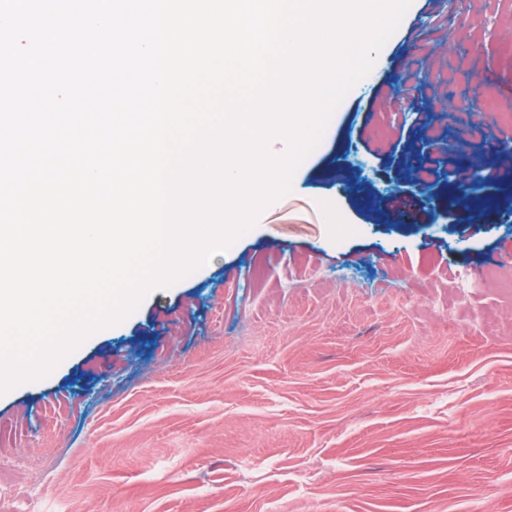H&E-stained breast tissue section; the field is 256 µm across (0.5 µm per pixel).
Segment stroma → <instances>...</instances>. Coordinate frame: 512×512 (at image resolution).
<instances>
[{
	"mask_svg": "<svg viewBox=\"0 0 512 512\" xmlns=\"http://www.w3.org/2000/svg\"><path fill=\"white\" fill-rule=\"evenodd\" d=\"M429 124L412 136L415 112ZM512 142V0H412L291 191L0 393V512H512V223L359 207L433 142Z\"/></svg>",
	"mask_w": 512,
	"mask_h": 512,
	"instance_id": "1",
	"label": "stroma"
}]
</instances>
